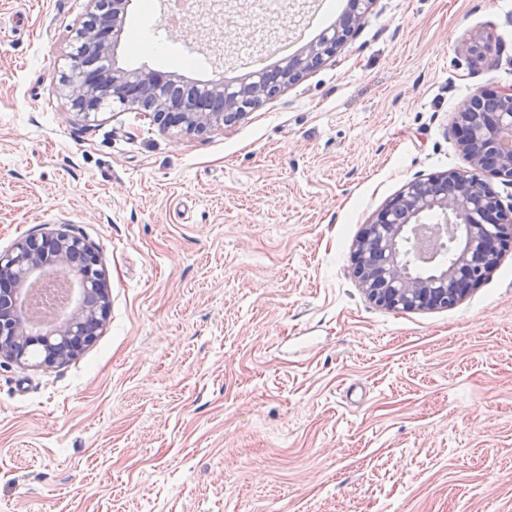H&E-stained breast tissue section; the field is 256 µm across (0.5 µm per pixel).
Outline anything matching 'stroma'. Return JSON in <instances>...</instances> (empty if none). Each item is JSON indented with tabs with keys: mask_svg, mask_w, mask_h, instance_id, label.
Wrapping results in <instances>:
<instances>
[{
	"mask_svg": "<svg viewBox=\"0 0 512 512\" xmlns=\"http://www.w3.org/2000/svg\"><path fill=\"white\" fill-rule=\"evenodd\" d=\"M265 3L194 0L168 33L166 0H131L119 62L230 78L348 7ZM85 7L0 0V254L67 228L111 298L69 362L0 361V512H512V248L447 308L384 309L353 275L408 181L465 168L454 113L512 85V0H373L202 135L71 110Z\"/></svg>",
	"mask_w": 512,
	"mask_h": 512,
	"instance_id": "35a3bbf8",
	"label": "stroma"
}]
</instances>
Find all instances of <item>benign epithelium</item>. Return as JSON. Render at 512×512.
Masks as SVG:
<instances>
[{
    "label": "benign epithelium",
    "mask_w": 512,
    "mask_h": 512,
    "mask_svg": "<svg viewBox=\"0 0 512 512\" xmlns=\"http://www.w3.org/2000/svg\"><path fill=\"white\" fill-rule=\"evenodd\" d=\"M370 3L352 0V11L331 35L305 47L277 73L251 72L234 84L221 77L190 98L175 75L118 65L128 0H87L60 72V90L87 121L108 107H121L146 113L164 129L205 133L243 119L276 89L335 53L359 28ZM454 128L466 169L409 181L357 242L355 277L371 301L389 310L446 308L462 301L512 243V215L489 181L512 183V149L503 148L512 139V86L463 99ZM448 239L453 259L439 262V245ZM49 269L69 279L76 298L51 325L30 326L15 298L28 282L47 278ZM109 310V285L98 254L68 230L22 238L0 255V360L26 363L38 348L42 363L63 365L94 339Z\"/></svg>",
    "instance_id": "obj_1"
}]
</instances>
